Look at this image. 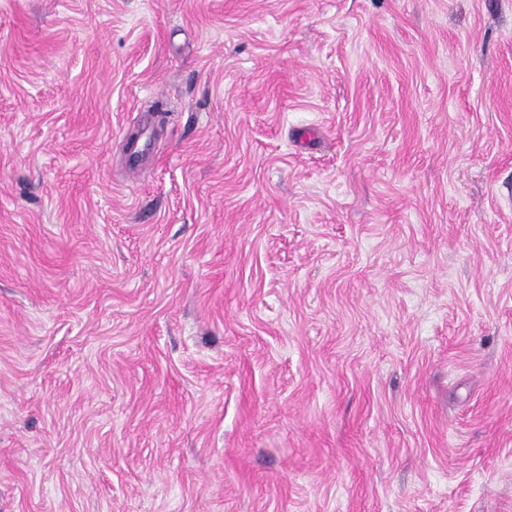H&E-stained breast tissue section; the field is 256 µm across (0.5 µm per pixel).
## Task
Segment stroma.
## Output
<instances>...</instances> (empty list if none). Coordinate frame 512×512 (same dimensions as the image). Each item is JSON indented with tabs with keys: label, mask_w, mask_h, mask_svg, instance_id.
<instances>
[{
	"label": "stroma",
	"mask_w": 512,
	"mask_h": 512,
	"mask_svg": "<svg viewBox=\"0 0 512 512\" xmlns=\"http://www.w3.org/2000/svg\"><path fill=\"white\" fill-rule=\"evenodd\" d=\"M0 512H512V0H0Z\"/></svg>",
	"instance_id": "35a3bbf8"
}]
</instances>
